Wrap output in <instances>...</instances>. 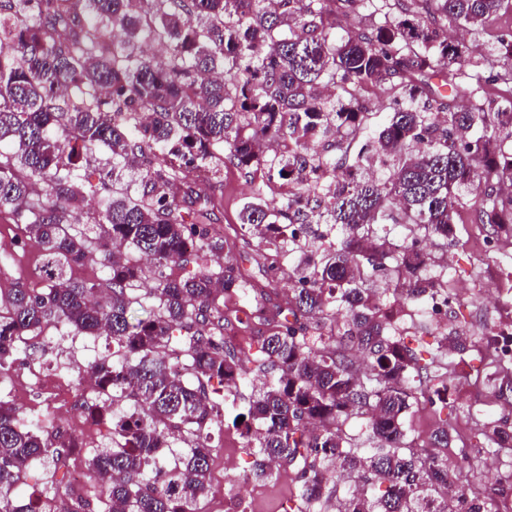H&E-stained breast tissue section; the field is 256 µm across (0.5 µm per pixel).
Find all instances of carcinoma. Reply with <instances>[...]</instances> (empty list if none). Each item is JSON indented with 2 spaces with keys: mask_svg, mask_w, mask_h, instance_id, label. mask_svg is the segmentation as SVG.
Wrapping results in <instances>:
<instances>
[{
  "mask_svg": "<svg viewBox=\"0 0 512 512\" xmlns=\"http://www.w3.org/2000/svg\"><path fill=\"white\" fill-rule=\"evenodd\" d=\"M327 2L0 0V28L10 29L0 37V207L14 209L45 257L43 287L0 291V369L20 355L35 365L37 340L54 324L105 334L117 348L89 362L98 390L81 403L112 417V446L88 459L109 479L95 502L64 493L63 512H191L208 492L224 385L249 383L255 367L270 376L232 425L251 479L293 472L288 512H448L450 497L454 512L496 507L494 484L452 491L448 456L436 452L448 447V428L431 449L409 440L413 404L448 405V352L440 338L423 364L409 331L394 329L419 291L417 269L433 259L419 243L455 236L463 195L493 239L512 238V149L501 137L512 139V38L486 50L448 41V29L473 31L512 11V0H343L346 13L370 9L378 23L339 37ZM111 27L123 42L108 40ZM156 45L168 47L161 62L149 52ZM382 86L401 107L369 136L358 95ZM444 88L470 106L452 109ZM341 130L349 144L362 142L358 164L344 170L311 150ZM100 146L112 181L135 170L143 190L107 201L92 243L68 217ZM226 158L261 174L241 227L270 234V252L296 258L286 297L273 303L267 289H251L267 326L254 358L224 336V300L245 280L224 264V237L207 228ZM372 159L391 165L390 175L362 174L360 162ZM306 169L321 180L298 178ZM280 180L298 191L272 205L265 191ZM311 224L341 233L317 261L301 245ZM380 224L403 226L407 250L392 253ZM94 254L105 286L72 281L71 265ZM141 257L153 277L139 294ZM192 257L201 263L194 275L166 273ZM387 294L397 311L384 310ZM146 299V316L132 315ZM339 315L327 344L318 331ZM170 347L183 352L184 379L171 378L162 355ZM354 349L371 365L364 379ZM358 416L361 448L345 429ZM479 435L512 448L506 421L484 423ZM75 447L60 428L0 400V512H43L37 499L16 506V492L33 465L50 460L58 471Z\"/></svg>",
  "mask_w": 512,
  "mask_h": 512,
  "instance_id": "carcinoma-1",
  "label": "carcinoma"
}]
</instances>
